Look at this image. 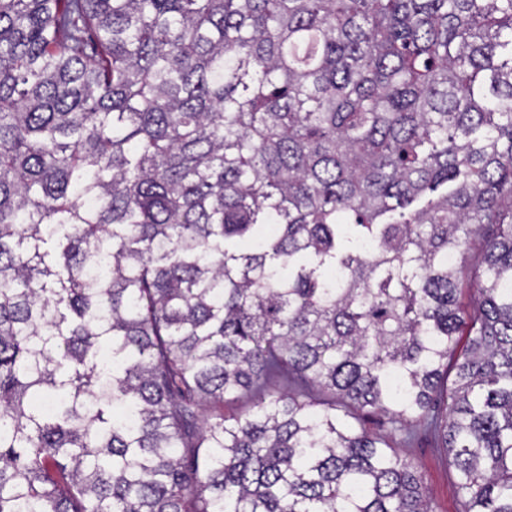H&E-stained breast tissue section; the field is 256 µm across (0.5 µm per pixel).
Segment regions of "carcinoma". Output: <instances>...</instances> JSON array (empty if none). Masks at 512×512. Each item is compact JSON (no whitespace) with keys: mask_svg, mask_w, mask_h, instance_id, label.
Here are the masks:
<instances>
[{"mask_svg":"<svg viewBox=\"0 0 512 512\" xmlns=\"http://www.w3.org/2000/svg\"><path fill=\"white\" fill-rule=\"evenodd\" d=\"M414 426L512 512V0H0V512H431Z\"/></svg>","mask_w":512,"mask_h":512,"instance_id":"1","label":"carcinoma"}]
</instances>
